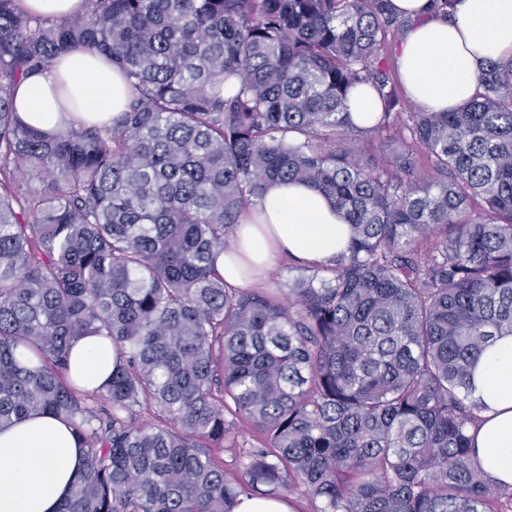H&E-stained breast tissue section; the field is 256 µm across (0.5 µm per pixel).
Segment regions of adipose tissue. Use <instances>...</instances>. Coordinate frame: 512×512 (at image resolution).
<instances>
[{"instance_id": "ef3b65f1", "label": "adipose tissue", "mask_w": 512, "mask_h": 512, "mask_svg": "<svg viewBox=\"0 0 512 512\" xmlns=\"http://www.w3.org/2000/svg\"><path fill=\"white\" fill-rule=\"evenodd\" d=\"M408 26L395 62L409 98L425 112H444L470 99L482 65L512 56V0H451L436 15L431 0H390ZM129 91L120 72L98 54L73 51L21 80L15 110L26 123L50 131L62 113L105 116L123 108ZM351 235L333 204L305 184L266 186L252 218L236 226L233 245L217 260L228 285L267 279L276 261L330 264ZM118 364L104 339L84 336L70 351V373L87 390L102 388ZM474 399L483 421L476 457L494 481L512 487V336L485 349L474 374ZM83 473L81 451L65 419L31 414L0 430V512H58Z\"/></svg>"}]
</instances>
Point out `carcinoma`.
Listing matches in <instances>:
<instances>
[{
    "label": "carcinoma",
    "mask_w": 512,
    "mask_h": 512,
    "mask_svg": "<svg viewBox=\"0 0 512 512\" xmlns=\"http://www.w3.org/2000/svg\"><path fill=\"white\" fill-rule=\"evenodd\" d=\"M406 27L387 0H82L63 18L0 0V427L69 422L85 476L59 512L297 492L312 512H512L469 434L474 364L512 335V57L402 122L382 50ZM77 48L121 72L125 108L24 123L15 84ZM362 85L368 128L346 112ZM395 125L388 165L346 148ZM276 180L336 205L346 252L286 289L231 288L216 260ZM81 336L118 352L100 405L66 381ZM379 98L375 89L370 85L363 86V89L354 96H351L347 105L349 112L355 121L360 120V115L366 112H380Z\"/></svg>",
    "instance_id": "cac0c4a2"
}]
</instances>
